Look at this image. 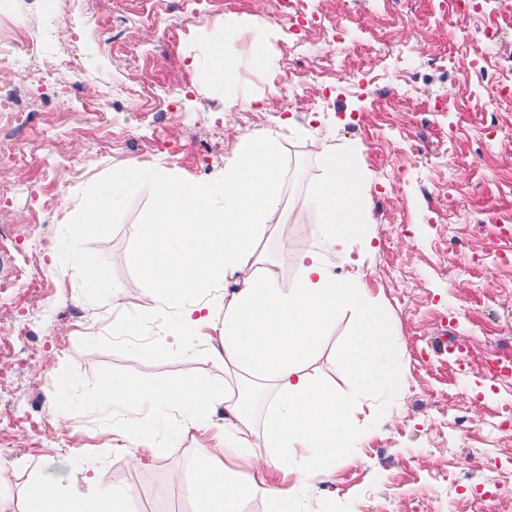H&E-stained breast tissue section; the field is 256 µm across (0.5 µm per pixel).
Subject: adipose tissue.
<instances>
[{"mask_svg":"<svg viewBox=\"0 0 512 512\" xmlns=\"http://www.w3.org/2000/svg\"><path fill=\"white\" fill-rule=\"evenodd\" d=\"M326 173L308 198L319 217L312 232L317 250L294 258L297 276L284 282L274 262H260L258 243L282 211L281 161L275 138L246 139L222 179L187 183L162 166L131 165L95 183L80 199V216L101 240L111 234L108 219L122 198L150 186L155 207L138 230L136 266L141 280L158 297L156 319L178 320L171 338L136 347V354L193 355L204 340L201 329L212 317L223 319L217 366L234 382L200 383L154 380L136 383L122 376L105 379L93 391L102 409L121 408L112 422V445L132 461L157 453L191 429L213 431L207 454L193 459L176 482H188L193 512H241L257 479L270 470L295 469L303 479L329 474L337 463L353 461L359 428L351 400L339 394L313 367L338 313L356 315L353 330L336 360L362 391L391 393L402 383L387 339L385 316L360 280L333 272L326 253L346 254L356 229L369 221L356 189L369 175L347 156L325 155ZM87 299L118 300L121 289L95 255L77 256ZM241 286L230 298L215 288L226 277ZM263 417H256L257 403ZM223 423H216V410ZM168 419L167 434L155 426ZM263 437L266 455L254 454ZM86 489H68L30 471L23 512H133L129 491L104 486L88 459Z\"/></svg>","mask_w":512,"mask_h":512,"instance_id":"obj_1","label":"adipose tissue"}]
</instances>
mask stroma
Listing matches in <instances>:
<instances>
[{"label":"stroma","instance_id":"35a3bbf8","mask_svg":"<svg viewBox=\"0 0 512 512\" xmlns=\"http://www.w3.org/2000/svg\"><path fill=\"white\" fill-rule=\"evenodd\" d=\"M10 0L9 25L20 61L0 84L22 91L24 125L0 112V144L24 157L0 166V459L26 458L46 476L82 482L97 448L108 486L128 489L135 512H192L187 486L173 475L209 451V433L190 430L172 447L131 462L106 446L108 425L89 396L115 374L135 382L220 380L200 349L191 361L132 354L153 343L157 297L137 276L136 232L153 208L150 189L127 194L101 243L79 228L74 251L99 255L123 286L118 304L86 302L58 229L77 225L78 202L97 180L126 165H162L186 181L222 178L241 136L278 139L283 210L259 252L284 280L295 253L317 248V216L306 198L324 174L314 147L355 151L370 174L360 194L370 208L367 237L350 244L361 280L387 317L403 385L392 394L354 393L334 355L354 316L339 315L315 362L354 396L365 434L354 463L302 481L272 472L268 482L295 493L282 512H512V6L449 22L437 0ZM168 16L172 27L152 26ZM74 24L75 61L54 88L33 75L55 61V22ZM343 43L327 53L336 21ZM230 28L223 54L238 60L235 96L207 86L211 35ZM490 27L496 41L475 42ZM258 57H250V48ZM57 85V86H58ZM129 320L133 340L112 337L113 318ZM463 356L437 351L442 335ZM75 404L55 419V390Z\"/></svg>","mask_w":512,"mask_h":512}]
</instances>
